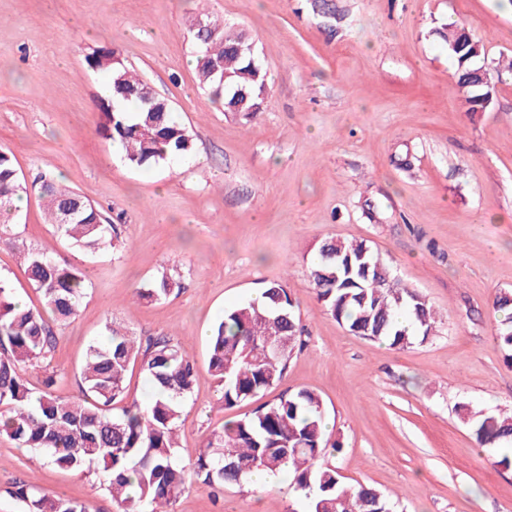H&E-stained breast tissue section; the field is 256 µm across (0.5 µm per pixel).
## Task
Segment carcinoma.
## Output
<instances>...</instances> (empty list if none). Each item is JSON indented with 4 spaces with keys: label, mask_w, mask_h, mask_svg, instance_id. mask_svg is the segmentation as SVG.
Instances as JSON below:
<instances>
[{
    "label": "carcinoma",
    "mask_w": 512,
    "mask_h": 512,
    "mask_svg": "<svg viewBox=\"0 0 512 512\" xmlns=\"http://www.w3.org/2000/svg\"><path fill=\"white\" fill-rule=\"evenodd\" d=\"M202 21L208 30L196 38L200 85L212 103L248 121L261 110L269 90L262 52L243 32L224 28L203 7L190 20L192 33L199 32ZM441 36L457 66L465 102L473 112L484 110L494 85L477 83L473 74L485 57L482 41L456 25ZM85 61L90 69L105 73L112 87V94L98 103V132L124 148L128 166L150 167L194 152L193 135L174 117L169 101L127 66L120 50L96 47ZM42 189L48 223L75 246L96 251L122 243L121 216H116L118 223L111 222L98 207L45 175ZM24 191L12 156L0 150V208L10 210L12 197ZM75 207L80 209L78 219L62 223L63 212ZM22 258L46 312L16 301L13 288L0 278V433L61 469L100 466L121 512H172L190 478L201 477L209 488L222 491L257 469L291 474L302 512H394L388 497L362 484H347L324 460L325 408L310 390L284 394L224 424L190 466L180 465L176 432L196 365L166 336L144 342L129 329L109 323L107 340L93 342L86 352L82 398H58L51 379L34 393L21 368L48 358L57 344L53 325L76 315L86 284L82 269L47 253L27 249ZM309 278L329 314L357 336L405 348L432 335L434 310L391 275L365 240L321 241L309 264ZM180 288V280L163 271L136 291V299L159 301ZM493 309L500 314L496 338L512 366V292L496 296ZM301 336L296 302L279 283L267 285L260 298L225 310L208 339L209 369L222 385L224 407L281 383ZM137 360L151 382L152 398L144 406L134 401L113 415L112 405L124 397L126 374ZM460 415L480 446L499 449L495 465L511 469L512 414L463 405ZM12 495L25 503L26 512H90L82 501L49 495L26 483L17 485Z\"/></svg>",
    "instance_id": "carcinoma-1"
}]
</instances>
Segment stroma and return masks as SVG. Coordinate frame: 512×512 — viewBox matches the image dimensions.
Returning a JSON list of instances; mask_svg holds the SVG:
<instances>
[{
    "label": "stroma",
    "mask_w": 512,
    "mask_h": 512,
    "mask_svg": "<svg viewBox=\"0 0 512 512\" xmlns=\"http://www.w3.org/2000/svg\"><path fill=\"white\" fill-rule=\"evenodd\" d=\"M208 0L263 53L270 90L251 122L200 89L187 19L197 0H0V149L27 186L11 215L17 247H0V276L42 309L19 245L80 267L86 294L58 327L47 360L22 370L31 389L82 395L88 345L106 323L138 338L167 336L195 361L177 431L182 462L224 422L308 389L323 400L332 454L346 483L391 496L397 512H512V472L494 466L458 415L461 405L512 409V367L495 339L496 295L512 292V80L469 112L436 27L466 25L488 61L512 55L507 0ZM100 45L171 103L193 134L190 158L137 169L97 133L107 85L87 68ZM122 215L123 244L94 253L48 224L41 176ZM378 212L370 221L363 200ZM327 237L363 239L433 306L425 343L404 349L351 334L326 311L307 269ZM181 290L152 304L135 289L161 272ZM283 284L298 303L303 348L278 386L227 408L211 374L206 330L228 308ZM99 470L62 471L0 435V512H25L18 483L117 512ZM291 477L272 488L195 482L175 512H297Z\"/></svg>",
    "instance_id": "stroma-1"
}]
</instances>
